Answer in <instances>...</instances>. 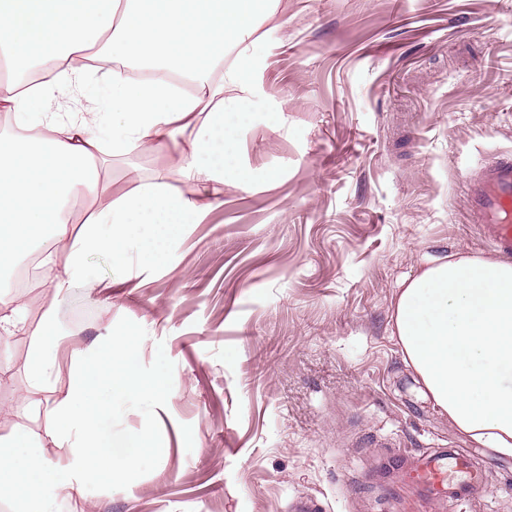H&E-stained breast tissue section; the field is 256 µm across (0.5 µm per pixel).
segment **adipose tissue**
<instances>
[{
    "label": "adipose tissue",
    "instance_id": "obj_1",
    "mask_svg": "<svg viewBox=\"0 0 512 512\" xmlns=\"http://www.w3.org/2000/svg\"><path fill=\"white\" fill-rule=\"evenodd\" d=\"M280 0H0V113L18 134L0 136V270L27 246L50 239L61 258L43 272L55 292L83 282L96 292V256L121 265L136 251L147 266L164 264L188 225L221 206L217 188L244 186L251 170L240 144L254 112L251 64L259 29L275 19ZM107 70L99 111L86 83L92 61ZM41 70L45 78L23 80ZM74 104L53 109L56 97ZM132 150L162 154L170 168L78 215L77 200L98 198L112 171L101 157ZM192 181L191 193L174 178ZM404 362L435 410L462 435L512 456V262L472 256L427 261L399 285L393 312ZM60 333L45 316L26 357L22 395L44 434L14 425L0 436V495L15 512H58L73 492L144 455H161L152 432L114 435L120 404L165 395L168 373L141 370L140 347L117 337L101 351L80 350L61 368ZM66 378L62 395L47 384ZM65 451L46 458V444Z\"/></svg>",
    "mask_w": 512,
    "mask_h": 512
}]
</instances>
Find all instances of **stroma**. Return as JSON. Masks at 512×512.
<instances>
[{
  "mask_svg": "<svg viewBox=\"0 0 512 512\" xmlns=\"http://www.w3.org/2000/svg\"><path fill=\"white\" fill-rule=\"evenodd\" d=\"M263 26L253 173L189 225L160 267L103 257L64 293L29 289L23 332L0 343V436L42 432L19 395L44 312L74 349L127 334L169 395L121 406L117 432L151 430L165 453L88 485L59 512H435L404 479L412 454L452 448L486 475L488 512H512V456L460 436L392 336L398 283L427 258L493 257L467 182L512 155V0H287ZM283 111L282 127L266 113ZM129 172L168 167L138 151Z\"/></svg>",
  "mask_w": 512,
  "mask_h": 512,
  "instance_id": "35a3bbf8",
  "label": "stroma"
}]
</instances>
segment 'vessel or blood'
Wrapping results in <instances>:
<instances>
[{"instance_id": "b4317fda", "label": "vessel or blood", "mask_w": 512, "mask_h": 512, "mask_svg": "<svg viewBox=\"0 0 512 512\" xmlns=\"http://www.w3.org/2000/svg\"><path fill=\"white\" fill-rule=\"evenodd\" d=\"M469 199L491 247L512 256V161L489 163L481 181L470 186ZM405 479L429 499L457 506L471 505L482 493L481 474L475 463L443 449L412 458Z\"/></svg>"}]
</instances>
